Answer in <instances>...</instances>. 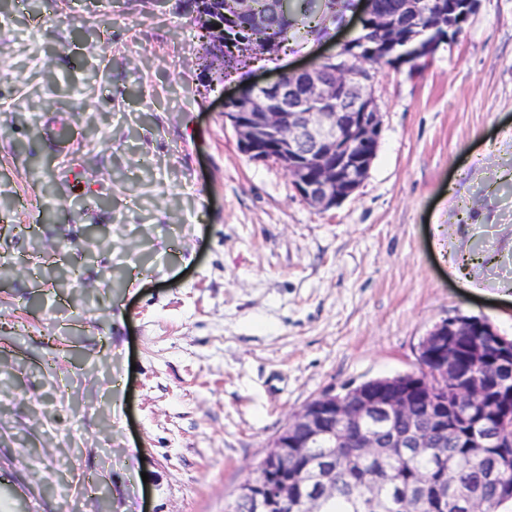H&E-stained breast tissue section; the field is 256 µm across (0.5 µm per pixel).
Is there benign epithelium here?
<instances>
[{
    "instance_id": "1",
    "label": "benign epithelium",
    "mask_w": 512,
    "mask_h": 512,
    "mask_svg": "<svg viewBox=\"0 0 512 512\" xmlns=\"http://www.w3.org/2000/svg\"><path fill=\"white\" fill-rule=\"evenodd\" d=\"M188 3L208 43V55L222 58L231 48L252 59L276 58L227 33L225 18L230 13L224 10V0ZM436 5V0H407L396 11L381 7L378 0H363L358 24L373 32V37L348 40L337 50L321 54L317 65L280 71L274 81L252 83L224 99V123L235 130L241 151L252 161L281 166L311 207L326 211L343 203L366 179L381 134L380 107L368 90L375 74L359 63L385 52L391 66L412 67L429 59L439 44L452 40L454 19L441 32L428 35L399 17H416ZM228 76L222 67L209 68L201 86L208 91ZM350 140L363 150L351 151ZM479 329L500 352L499 364L508 367L512 346L494 328H483L474 320L453 319L437 325L421 347L424 371L448 385L456 413H450L446 404L433 407L436 400L430 388L420 383L402 386L378 381L344 395L327 392L289 418L262 464L239 487L231 512H317L319 504L336 492L337 453L379 461L425 455L434 447L429 438L432 426L477 454L511 445L512 427L507 420L512 418V391L506 399L494 396L478 375L448 368V355H459L461 340ZM417 401L432 411L428 427L410 415ZM314 448L330 452L317 457ZM511 473L512 454L503 453L495 456L485 480L509 491ZM361 480L367 494L358 510L385 512L381 477L368 468ZM424 501L428 512H491L487 500L464 488L450 492L441 477L411 482L399 499V512H415Z\"/></svg>"
}]
</instances>
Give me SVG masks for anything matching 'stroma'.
Wrapping results in <instances>:
<instances>
[{"label": "stroma", "instance_id": "1", "mask_svg": "<svg viewBox=\"0 0 512 512\" xmlns=\"http://www.w3.org/2000/svg\"><path fill=\"white\" fill-rule=\"evenodd\" d=\"M198 36L180 0H0V512H227L311 400L448 319L512 339V0L378 67L376 157L324 212L241 153L236 84L199 95Z\"/></svg>", "mask_w": 512, "mask_h": 512}]
</instances>
